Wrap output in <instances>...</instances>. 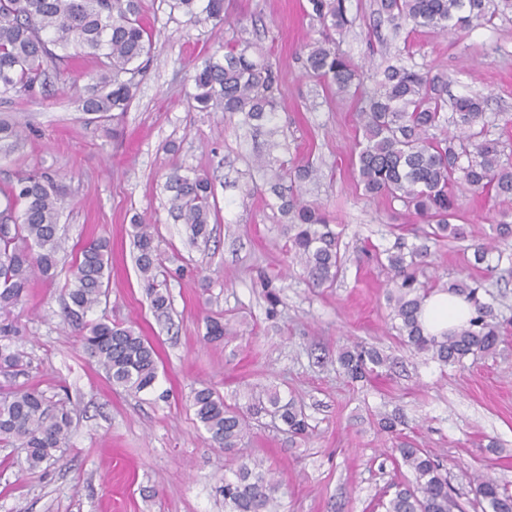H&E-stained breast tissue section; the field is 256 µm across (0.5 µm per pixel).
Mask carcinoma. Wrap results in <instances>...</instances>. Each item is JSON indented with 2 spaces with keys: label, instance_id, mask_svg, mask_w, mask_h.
I'll list each match as a JSON object with an SVG mask.
<instances>
[{
  "label": "carcinoma",
  "instance_id": "obj_1",
  "mask_svg": "<svg viewBox=\"0 0 512 512\" xmlns=\"http://www.w3.org/2000/svg\"><path fill=\"white\" fill-rule=\"evenodd\" d=\"M312 12L327 30L342 33L347 19L343 0H309ZM170 8L189 16L193 24H222L224 0H170ZM487 0H381V10L392 20L413 27H431L443 32L486 15ZM141 0H0V97L37 98L46 95L51 77L66 73L73 63L88 55L100 58L97 72L89 76L82 110L118 120L133 98L134 80L144 68L151 44L140 20ZM309 73L334 85L342 93L355 86L358 74L339 52L336 41L326 37L304 45ZM198 107L208 112L239 114L245 125L271 126L274 133L278 111V77L265 61V53L247 40L224 47L221 57L211 55L194 75ZM448 93V78H430L405 66H388L379 91L361 107L362 140L356 144V172L370 196L386 195L428 224L425 236L434 240L465 237L463 225L454 224L458 206L452 187L458 181L498 196H512V165L501 160L492 140L473 142L474 125L482 118L483 101L461 96L454 102L452 121L459 134L437 138L431 131L442 122V104ZM28 126L9 116H0V163L9 162ZM473 150H468L467 145ZM288 172L271 176L270 189L281 200L288 219L289 254L304 264L317 285L332 282L340 263L339 235L320 208L299 201ZM171 192L168 210L187 225L192 239L210 235L212 185L208 177H190L175 168L167 178ZM0 309L17 304L33 277L53 275L58 254L64 249L58 235L60 191L51 175L21 173L0 189ZM136 264L152 307L168 310V292L157 287L162 261L154 244L153 226L134 225ZM490 242L474 246V262L482 264L492 252L503 258L500 244L512 239V220L502 216L491 225ZM427 247L415 246L387 254L392 272L389 298L393 319L398 321L403 344L429 353L444 366L462 367L469 357L495 354L501 339L492 321V307L479 297L477 282L459 281L448 290L473 305L468 322L440 336L424 334L419 321L430 293L412 269L424 263ZM108 245L91 241L77 250L72 287L65 316L83 332L84 349L105 370L112 385L142 392L154 387L158 355L154 346L133 326L106 318L87 321L101 303L109 282ZM22 355L0 344V367L11 368ZM343 374L351 381L380 376L391 368L392 359L380 350L357 343L339 356ZM191 406L197 420L214 443L229 452L249 433V417L267 413L294 436H309L310 426L294 399L283 400L277 391L254 392L246 408L230 405L212 387L193 391ZM405 424L399 413L383 414L378 427L395 434ZM71 428L70 411L52 404L35 388L0 392V443L19 444L25 462L34 469L48 462L64 445ZM390 458L404 466L413 481L392 485L383 504L385 512H463L448 490V477L426 448L401 444ZM278 483L270 470L253 461H240L224 477L225 512H279ZM476 501L483 512H512V493L490 477L474 478Z\"/></svg>",
  "mask_w": 512,
  "mask_h": 512
}]
</instances>
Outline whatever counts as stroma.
<instances>
[{
	"label": "stroma",
	"mask_w": 512,
	"mask_h": 512,
	"mask_svg": "<svg viewBox=\"0 0 512 512\" xmlns=\"http://www.w3.org/2000/svg\"><path fill=\"white\" fill-rule=\"evenodd\" d=\"M170 0H143L151 35L150 63L120 124L81 109L95 58L83 57L57 79V92L37 99L0 98V113L19 116L29 131L0 167V188L32 169L51 174L62 197L60 228L67 243L56 276L34 279L0 324L23 354L18 370L0 373V388H35L72 411V435L36 470L25 451L0 445V512H224V476L238 458L272 469L280 481V512H384L389 484L403 480L386 448L396 440L430 449L465 512H481L474 476L512 492V264L472 267L471 246L512 197L455 183L467 237L429 245L418 275L434 289L471 277L505 334L493 356L442 366L401 345L386 301L390 277L376 252L422 241L425 226L402 203L366 196L352 162L362 138L352 95L308 75L303 44L325 31L308 0H224L226 22L192 26ZM341 52L376 74L401 62L428 75L447 74L449 97L485 99L476 128L512 159V0H492L486 18L441 33L396 27L380 0H345ZM261 44L279 77L278 146L241 126L238 116L194 108L195 68L232 35ZM272 167H307L301 199L321 204L340 231L341 268L334 282L314 286L287 253L285 217L269 191ZM209 177L216 219L208 242L190 245L185 225L168 213L165 183L172 168ZM157 227L171 298L154 311L140 280L133 220ZM110 245L107 297L94 318L136 326L158 353L153 390L113 388L68 326L64 289L75 252L92 239ZM278 277L280 303L267 317L258 271ZM223 340L206 335L208 320ZM383 349L396 363L381 376L348 382L338 355L351 342ZM231 405L253 389L295 395L312 428L291 438L270 417L253 420L239 448H217L190 405L201 385ZM399 412V438L380 432L377 417Z\"/></svg>",
	"instance_id": "stroma-1"
}]
</instances>
